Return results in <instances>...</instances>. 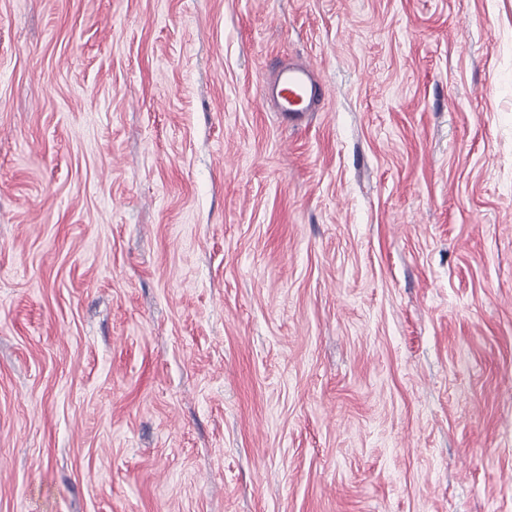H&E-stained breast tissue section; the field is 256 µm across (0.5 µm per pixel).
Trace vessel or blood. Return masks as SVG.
Returning <instances> with one entry per match:
<instances>
[{
    "mask_svg": "<svg viewBox=\"0 0 512 512\" xmlns=\"http://www.w3.org/2000/svg\"><path fill=\"white\" fill-rule=\"evenodd\" d=\"M263 93L285 120L295 123L313 111L324 90L315 81L311 66L290 65L281 68L273 82L265 84Z\"/></svg>",
    "mask_w": 512,
    "mask_h": 512,
    "instance_id": "1",
    "label": "vessel or blood"
}]
</instances>
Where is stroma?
I'll return each instance as SVG.
<instances>
[{"label": "stroma", "instance_id": "1", "mask_svg": "<svg viewBox=\"0 0 512 512\" xmlns=\"http://www.w3.org/2000/svg\"><path fill=\"white\" fill-rule=\"evenodd\" d=\"M0 512H512V0H0ZM264 96L288 123L300 122L324 95L309 65H288L281 68L273 82L264 84Z\"/></svg>", "mask_w": 512, "mask_h": 512}]
</instances>
